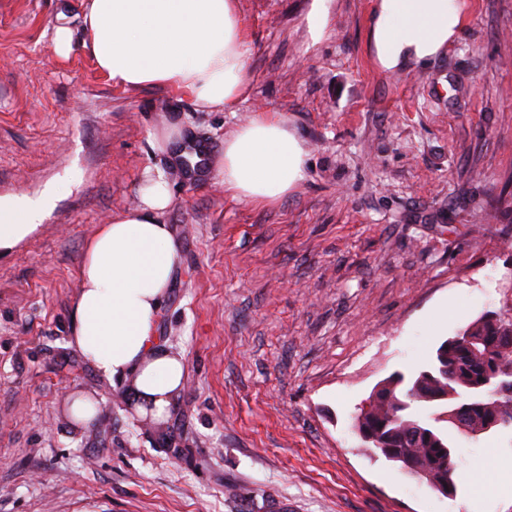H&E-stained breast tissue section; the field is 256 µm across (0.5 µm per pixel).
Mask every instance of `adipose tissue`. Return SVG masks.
I'll return each instance as SVG.
<instances>
[{
  "instance_id": "obj_1",
  "label": "adipose tissue",
  "mask_w": 512,
  "mask_h": 512,
  "mask_svg": "<svg viewBox=\"0 0 512 512\" xmlns=\"http://www.w3.org/2000/svg\"><path fill=\"white\" fill-rule=\"evenodd\" d=\"M80 35L56 27V54L81 46L113 86L169 87L197 108L223 111L243 92L247 36L234 0H81ZM455 0H379L371 41L382 67L424 63L455 36ZM306 151L280 119L259 115L224 142L216 178L234 198L265 204L304 177ZM141 204L100 225L88 242L71 312L76 348L101 375L127 380L138 415L166 420L183 385L181 357L160 344L157 326L179 260V245L159 220L172 201L167 174L145 171ZM48 198L0 205V248L35 226Z\"/></svg>"
}]
</instances>
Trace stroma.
Instances as JSON below:
<instances>
[{
	"instance_id": "obj_1",
	"label": "stroma",
	"mask_w": 512,
	"mask_h": 512,
	"mask_svg": "<svg viewBox=\"0 0 512 512\" xmlns=\"http://www.w3.org/2000/svg\"><path fill=\"white\" fill-rule=\"evenodd\" d=\"M377 0H237L249 43L234 110L166 87L117 88L49 30L80 0H0V200L60 187L0 249V512H512V429L454 435L444 497L364 448L376 385L428 362L487 310L512 308V0H464L426 63L384 70ZM285 121L305 177L254 205L179 170L258 114ZM185 136L156 149L165 128ZM169 176L180 248L158 334L187 375L172 415L127 408L71 342L87 241ZM90 397L98 413L74 423ZM326 0H313L307 15V25L313 39H319L327 23L328 10Z\"/></svg>"
}]
</instances>
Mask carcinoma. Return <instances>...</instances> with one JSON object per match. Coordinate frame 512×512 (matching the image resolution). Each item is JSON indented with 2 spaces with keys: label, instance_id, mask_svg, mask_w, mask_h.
<instances>
[{
  "label": "carcinoma",
  "instance_id": "1",
  "mask_svg": "<svg viewBox=\"0 0 512 512\" xmlns=\"http://www.w3.org/2000/svg\"><path fill=\"white\" fill-rule=\"evenodd\" d=\"M497 365L512 366V313L490 311L444 341L415 374L396 372L380 382L373 409L356 418V431L385 437L380 454L400 470L434 490L446 483L455 492L449 433L477 439L495 416L512 427V395L482 386L483 373Z\"/></svg>",
  "mask_w": 512,
  "mask_h": 512
}]
</instances>
